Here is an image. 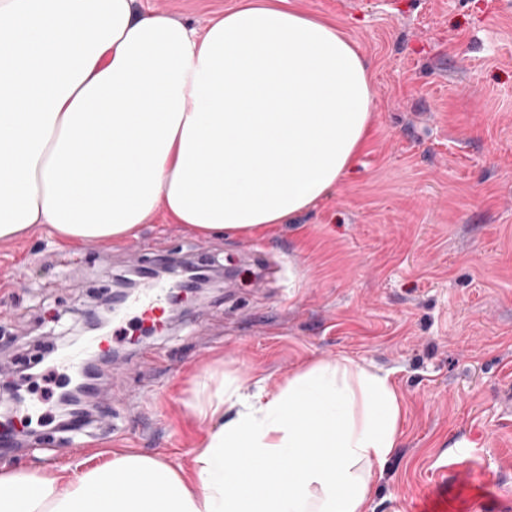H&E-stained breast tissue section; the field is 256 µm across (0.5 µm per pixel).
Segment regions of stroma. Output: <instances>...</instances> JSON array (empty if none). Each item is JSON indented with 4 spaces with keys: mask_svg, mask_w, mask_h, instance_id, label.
Here are the masks:
<instances>
[{
    "mask_svg": "<svg viewBox=\"0 0 512 512\" xmlns=\"http://www.w3.org/2000/svg\"><path fill=\"white\" fill-rule=\"evenodd\" d=\"M236 2L144 6L201 27ZM296 2L372 64L366 147L332 194L251 236L203 238L161 212L97 252L46 234L0 244V373L68 339L139 243L150 260L234 272L143 337L152 358L114 341L121 358L99 366L112 432L90 423L64 451L26 438L0 469L89 468L122 452L187 468L211 429L194 406L224 377L273 393L348 356L389 373L405 404L372 512H416L426 495L436 512H512V0Z\"/></svg>",
    "mask_w": 512,
    "mask_h": 512,
    "instance_id": "1",
    "label": "stroma"
}]
</instances>
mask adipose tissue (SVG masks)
<instances>
[{
	"label": "adipose tissue",
	"instance_id": "obj_1",
	"mask_svg": "<svg viewBox=\"0 0 512 512\" xmlns=\"http://www.w3.org/2000/svg\"><path fill=\"white\" fill-rule=\"evenodd\" d=\"M370 67L292 0L201 29L138 0H0V243L123 242L157 210L198 234L285 224L332 193L372 124ZM191 475L134 453L0 472V512H369L398 447L389 375L343 356L277 392L225 379Z\"/></svg>",
	"mask_w": 512,
	"mask_h": 512
}]
</instances>
